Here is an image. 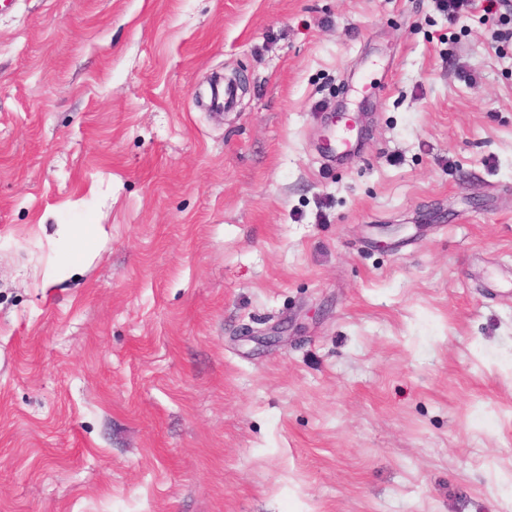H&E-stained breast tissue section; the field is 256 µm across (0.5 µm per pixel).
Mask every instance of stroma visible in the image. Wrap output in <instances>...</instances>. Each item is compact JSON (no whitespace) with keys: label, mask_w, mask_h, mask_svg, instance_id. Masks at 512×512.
<instances>
[{"label":"stroma","mask_w":512,"mask_h":512,"mask_svg":"<svg viewBox=\"0 0 512 512\" xmlns=\"http://www.w3.org/2000/svg\"><path fill=\"white\" fill-rule=\"evenodd\" d=\"M11 2L0 512H512L498 15ZM350 128L336 129V123L328 125L329 137L326 142L328 146V155L332 161L340 160L350 154L354 143Z\"/></svg>","instance_id":"stroma-1"}]
</instances>
